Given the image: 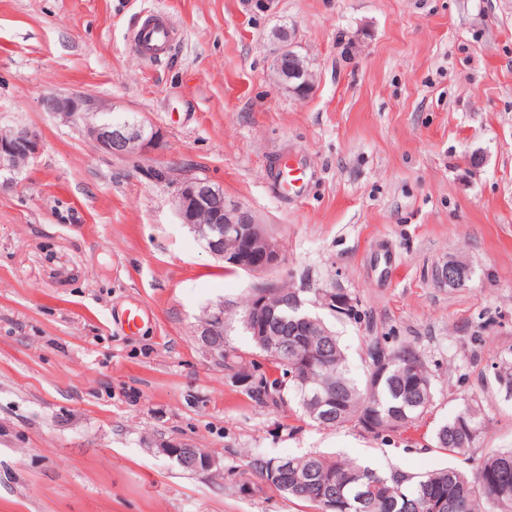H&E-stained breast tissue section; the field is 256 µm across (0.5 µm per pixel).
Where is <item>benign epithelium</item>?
<instances>
[{"label": "benign epithelium", "mask_w": 512, "mask_h": 512, "mask_svg": "<svg viewBox=\"0 0 512 512\" xmlns=\"http://www.w3.org/2000/svg\"><path fill=\"white\" fill-rule=\"evenodd\" d=\"M277 39L278 83L304 97L312 85V71L293 51L290 34L280 32ZM42 103L46 111L66 122L84 120L88 135L110 155H143L158 148L156 133L147 130L144 123L137 120L107 122L103 118L105 109L88 97L48 95ZM40 149V139L30 129H0V187L13 183L16 173L21 170L16 160L21 159L28 164L37 157ZM173 203L180 224L194 233L208 252L224 260L228 267L263 275L284 264L278 241L266 231L255 213L242 205L227 202L224 191L208 178L187 176L180 179ZM229 238L237 244L232 250L224 249V241ZM437 278L450 288H462L471 281V270L466 262L450 258L438 269ZM250 299L251 306L244 321L248 327L255 328L256 335L266 336L268 332L261 328L263 319L260 318L268 306L266 296L256 289ZM269 313H274V310H269ZM196 341L211 360L224 364V305L218 304L208 310L197 330ZM158 449L198 472L210 471L217 466L216 459L209 452L202 448H189L181 441H162Z\"/></svg>", "instance_id": "7a95c632"}]
</instances>
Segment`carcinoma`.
<instances>
[{"label": "carcinoma", "mask_w": 512, "mask_h": 512, "mask_svg": "<svg viewBox=\"0 0 512 512\" xmlns=\"http://www.w3.org/2000/svg\"><path fill=\"white\" fill-rule=\"evenodd\" d=\"M275 308L271 336L251 337L255 347L277 376L261 374L251 388L260 404L278 403L293 392L305 414L325 427L352 423L375 436L419 426L435 408L434 381L420 351L411 344L389 349L379 341L366 345L368 377L359 383L351 374L338 336L309 307L317 292L282 284L269 293ZM309 316L310 326L298 319ZM313 346V364L304 367L307 347ZM245 360L224 343V368L244 369ZM336 400L332 414L313 408L316 394ZM484 433L476 407L465 404L435 430L436 448L453 454L469 452ZM281 459L257 455L250 468L270 488L290 500L307 504L313 512H435L432 497L446 500L440 512H512V448L492 449L469 471L448 466L415 474L399 467L378 472L336 455L308 453Z\"/></svg>", "instance_id": "carcinoma-1"}]
</instances>
